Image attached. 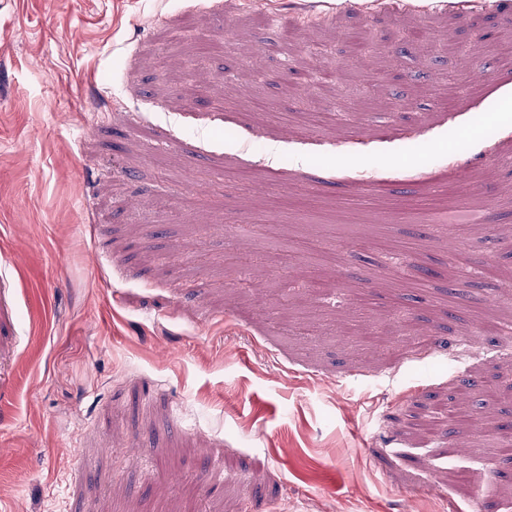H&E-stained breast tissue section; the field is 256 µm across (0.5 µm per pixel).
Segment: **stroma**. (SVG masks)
<instances>
[{"instance_id":"obj_1","label":"stroma","mask_w":512,"mask_h":512,"mask_svg":"<svg viewBox=\"0 0 512 512\" xmlns=\"http://www.w3.org/2000/svg\"><path fill=\"white\" fill-rule=\"evenodd\" d=\"M417 2L0 0V512H512V458L405 418L494 374L485 431L512 438V333L478 332L512 321V0ZM448 32L482 40L464 61ZM473 207L486 231L449 229ZM332 265L347 329L288 287ZM463 336L487 356L454 362Z\"/></svg>"}]
</instances>
